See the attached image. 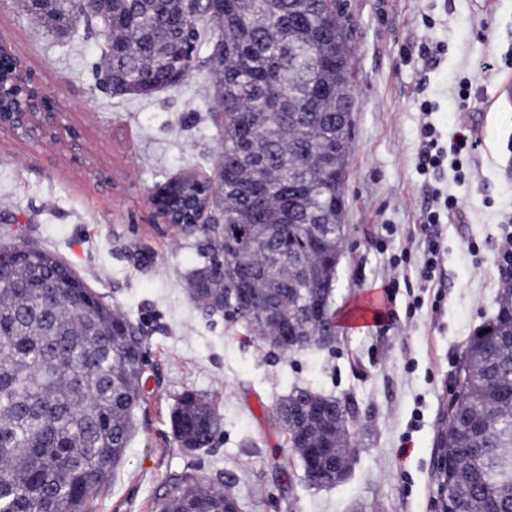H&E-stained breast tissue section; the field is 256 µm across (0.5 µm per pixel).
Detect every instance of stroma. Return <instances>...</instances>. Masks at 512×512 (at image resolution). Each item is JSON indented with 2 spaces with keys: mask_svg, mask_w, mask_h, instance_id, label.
Masks as SVG:
<instances>
[{
  "mask_svg": "<svg viewBox=\"0 0 512 512\" xmlns=\"http://www.w3.org/2000/svg\"><path fill=\"white\" fill-rule=\"evenodd\" d=\"M352 149L346 178V242L327 347L279 353L240 323L200 309L191 275L206 238L151 222L147 191L194 171L214 177L222 133L214 74L200 60L181 86L148 96L98 88L104 34L94 25L52 33L21 0H0V40L22 57L64 113L76 147L0 129V241L47 248L108 305L138 323L149 349L145 403L119 466L86 512H154L173 482L192 473L229 489L241 512H435L437 441L467 342L497 308V244L512 218V0H344ZM439 47L418 57L420 44ZM496 68L477 72L478 56ZM471 82L478 100L458 109ZM434 106L419 110L420 98ZM441 145L460 128L478 142L474 159L448 158L438 178L417 169L420 125ZM452 196L463 216L437 227L442 282L415 269L397 288L389 260L419 257L420 210ZM309 387L354 409L352 465L338 484L312 486L283 442L280 398ZM213 401L222 429L189 453L172 433L179 394Z\"/></svg>",
  "mask_w": 512,
  "mask_h": 512,
  "instance_id": "stroma-1",
  "label": "stroma"
}]
</instances>
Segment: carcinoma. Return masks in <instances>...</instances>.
<instances>
[{"mask_svg": "<svg viewBox=\"0 0 512 512\" xmlns=\"http://www.w3.org/2000/svg\"><path fill=\"white\" fill-rule=\"evenodd\" d=\"M46 20L65 30L69 0ZM220 37L209 45L176 0H112V76L137 86L195 67L202 52L224 51L217 71L224 139L216 163L224 196V245L209 240L207 263L243 264L263 305L236 317L229 285L193 276L190 295L210 312L240 322L282 352L317 346L318 300L333 301L336 248L345 232L351 153L350 61L346 23L327 0H222L201 5ZM12 276L0 281V512H83L123 457L131 416L142 401L143 334L81 277L49 288L72 269L24 244ZM287 328L301 347L277 343ZM451 418L444 423L441 472L446 507L512 512V285L471 337ZM295 455L321 445L336 419L354 424L345 401L300 388L275 405ZM172 420L180 447L213 445L221 419L192 389ZM224 490L187 474L156 512H224Z\"/></svg>", "mask_w": 512, "mask_h": 512, "instance_id": "cac0c4a2", "label": "carcinoma"}]
</instances>
